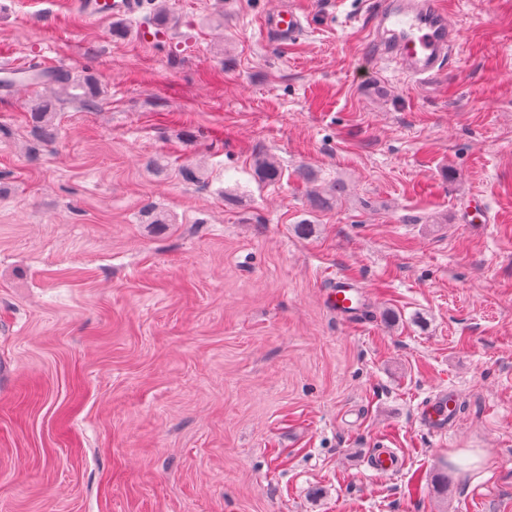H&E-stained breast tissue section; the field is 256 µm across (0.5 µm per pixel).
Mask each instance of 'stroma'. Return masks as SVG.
<instances>
[{
	"label": "stroma",
	"mask_w": 512,
	"mask_h": 512,
	"mask_svg": "<svg viewBox=\"0 0 512 512\" xmlns=\"http://www.w3.org/2000/svg\"><path fill=\"white\" fill-rule=\"evenodd\" d=\"M291 2L282 50L259 21ZM166 8L0 0V78L70 77L0 81V512H512V0H449L462 40L424 84L376 58L373 0ZM382 445L399 471L367 468ZM139 0H83L84 12L91 18L112 16L120 18L130 14L137 7ZM368 292L352 276L339 275L330 289V302L336 317L345 323H356L362 316ZM455 409L453 400H446L445 396L438 393L429 398L422 406L420 421L425 428L436 433H445L452 425L451 413Z\"/></svg>",
	"instance_id": "obj_1"
}]
</instances>
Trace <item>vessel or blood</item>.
Returning a JSON list of instances; mask_svg holds the SVG:
<instances>
[{
  "mask_svg": "<svg viewBox=\"0 0 512 512\" xmlns=\"http://www.w3.org/2000/svg\"><path fill=\"white\" fill-rule=\"evenodd\" d=\"M138 0H82L87 16L120 18L136 8ZM305 16L299 8L283 6L270 11L261 23V34L272 45L288 46L304 29ZM371 41L378 57L394 63L406 76L426 82L440 75L449 64L460 38L448 17L444 0H377L370 21ZM368 293L352 276L340 275L330 290V302L337 318L357 322ZM453 401L436 394L422 406L420 421L425 428L445 433L451 426ZM371 469L389 474L400 460L389 448L376 450L369 459Z\"/></svg>",
  "mask_w": 512,
  "mask_h": 512,
  "instance_id": "1",
  "label": "vessel or blood"
}]
</instances>
